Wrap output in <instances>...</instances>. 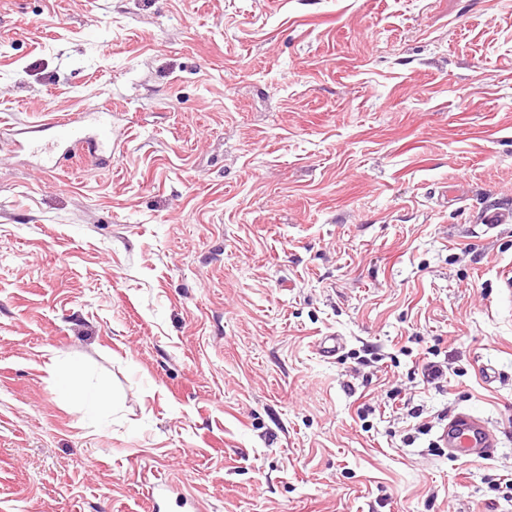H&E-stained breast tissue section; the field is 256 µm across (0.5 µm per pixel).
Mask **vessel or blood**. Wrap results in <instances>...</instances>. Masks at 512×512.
Segmentation results:
<instances>
[{"label":"vessel or blood","instance_id":"b4317fda","mask_svg":"<svg viewBox=\"0 0 512 512\" xmlns=\"http://www.w3.org/2000/svg\"><path fill=\"white\" fill-rule=\"evenodd\" d=\"M42 136L20 142V149L38 157L46 170H53L60 159L76 163L93 159L112 149V115L108 112H80L67 118H53L41 124ZM438 443L452 459L484 460L498 444L494 432L478 418L461 412L445 424Z\"/></svg>","mask_w":512,"mask_h":512}]
</instances>
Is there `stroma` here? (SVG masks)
Returning <instances> with one entry per match:
<instances>
[{"label":"stroma","mask_w":512,"mask_h":512,"mask_svg":"<svg viewBox=\"0 0 512 512\" xmlns=\"http://www.w3.org/2000/svg\"><path fill=\"white\" fill-rule=\"evenodd\" d=\"M98 107L102 163L14 146ZM493 207L512 0H0V512H512ZM439 446L448 449V458L484 460L497 448V437L482 421L465 412L456 414L438 435Z\"/></svg>","instance_id":"obj_1"}]
</instances>
